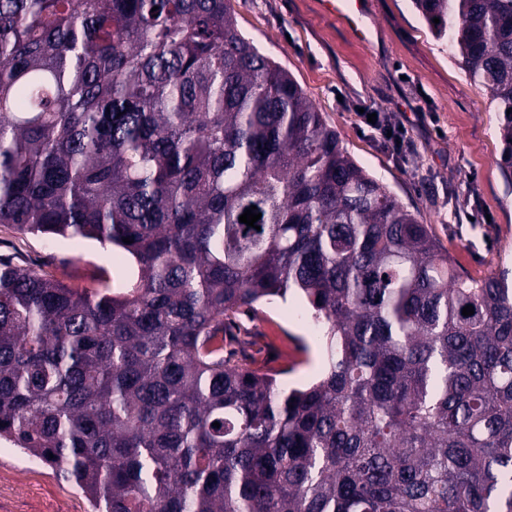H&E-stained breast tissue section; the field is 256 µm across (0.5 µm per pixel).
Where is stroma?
<instances>
[{"instance_id":"obj_1","label":"stroma","mask_w":512,"mask_h":512,"mask_svg":"<svg viewBox=\"0 0 512 512\" xmlns=\"http://www.w3.org/2000/svg\"><path fill=\"white\" fill-rule=\"evenodd\" d=\"M245 34L294 75L342 145L399 202L419 212L454 264L481 277L512 269V180L500 170L497 114L487 92L458 67L410 0H372L367 37L324 16L319 0H230ZM404 113L403 153L360 129L358 109ZM0 258L72 288H122L130 264L94 241L23 234L0 226ZM258 366L293 386L317 376L323 342L298 299L263 302L256 315L225 319ZM0 512H90L82 492L48 466L0 447Z\"/></svg>"}]
</instances>
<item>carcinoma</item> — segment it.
I'll use <instances>...</instances> for the list:
<instances>
[{
  "label": "carcinoma",
  "instance_id": "obj_1",
  "mask_svg": "<svg viewBox=\"0 0 512 512\" xmlns=\"http://www.w3.org/2000/svg\"><path fill=\"white\" fill-rule=\"evenodd\" d=\"M227 2L0 0V224L135 268L0 260V447L92 512H512L509 271L460 273ZM412 4L512 178V0ZM289 296L327 356L288 389L220 333ZM0 258L34 268L71 288L106 286L123 288L132 268L113 259L110 249L94 241H81L22 234L0 226Z\"/></svg>",
  "mask_w": 512,
  "mask_h": 512
}]
</instances>
